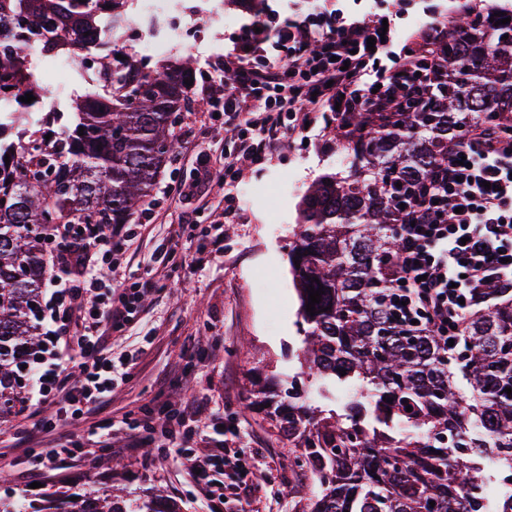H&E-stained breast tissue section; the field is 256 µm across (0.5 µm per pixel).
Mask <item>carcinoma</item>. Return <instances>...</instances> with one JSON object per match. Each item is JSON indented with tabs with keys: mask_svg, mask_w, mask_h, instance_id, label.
<instances>
[{
	"mask_svg": "<svg viewBox=\"0 0 512 512\" xmlns=\"http://www.w3.org/2000/svg\"><path fill=\"white\" fill-rule=\"evenodd\" d=\"M100 0H7L0 14L52 24L80 9L92 30ZM480 10L434 28L382 88L357 96L333 138L346 168L303 194L288 253L300 302L301 373L327 392L349 383L361 400L310 406L298 382L256 374L255 405L288 437L315 484L312 512H480L479 460L512 470V297L462 324L448 356L398 317L385 270L400 242V204L448 160V142L472 122L512 128V22ZM33 46L0 48V90L17 88ZM112 69L118 100L66 113L56 138H34L11 165L0 155V424L21 405L22 361L38 346L41 286L53 224H129L152 201L172 162L186 101L188 59L137 75ZM84 131H79V128ZM323 289L315 315L307 289ZM346 375H341V371ZM466 387L460 386V380ZM412 411H406L407 407ZM362 420H357V417ZM435 505H430V502ZM0 512H179L161 496L55 490L35 502L0 499Z\"/></svg>",
	"mask_w": 512,
	"mask_h": 512,
	"instance_id": "carcinoma-1",
	"label": "carcinoma"
}]
</instances>
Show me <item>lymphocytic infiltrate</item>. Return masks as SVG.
Listing matches in <instances>:
<instances>
[{
    "label": "lymphocytic infiltrate",
    "instance_id": "f902f5d3",
    "mask_svg": "<svg viewBox=\"0 0 512 512\" xmlns=\"http://www.w3.org/2000/svg\"><path fill=\"white\" fill-rule=\"evenodd\" d=\"M381 21L344 20L313 33L290 20L280 29L278 64L261 68L248 60L260 52L263 34L233 43L224 56L232 80L208 78L218 118L239 141L236 153L204 155L191 172L193 185L236 182L244 163H262L273 142L304 131L319 113L348 111L350 99L378 56ZM375 46H368V38ZM130 224H57L48 259L47 299L41 312L40 345L26 370L24 405L29 425L17 431L26 443L25 463L37 476L53 465L87 455L85 442L57 435L60 421L81 422L99 412L146 354V347L114 353L112 337L134 323L156 292L154 274L122 278V245ZM401 250L387 276L405 301L406 317L441 342L460 337L463 317L488 308L512 292V129L484 126L464 132L448 146V163L434 171L399 225ZM54 404L56 417L41 416ZM135 420H103L102 435L133 448L144 441L173 451L209 512L222 503L217 476L231 479L235 502H244L243 474L263 470L258 451L245 445L240 428L223 429L224 416L207 394L183 402L155 400ZM54 435L49 448H32L37 435Z\"/></svg>",
    "mask_w": 512,
    "mask_h": 512
}]
</instances>
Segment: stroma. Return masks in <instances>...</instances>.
I'll return each mask as SVG.
<instances>
[{
  "label": "stroma",
  "instance_id": "obj_1",
  "mask_svg": "<svg viewBox=\"0 0 512 512\" xmlns=\"http://www.w3.org/2000/svg\"><path fill=\"white\" fill-rule=\"evenodd\" d=\"M229 34L223 22L210 19L200 37L183 46L195 67L183 122L208 121L212 106L201 91L202 78L205 68L223 63ZM330 127V121L320 120L305 134L274 145L266 161L245 171L232 198L210 185L200 226L187 237L178 234L186 204L177 188L195 167L197 148L178 141L175 158L155 190L156 217H136L137 233L125 252L124 270L130 277L145 275L149 259L174 242L201 263L193 269L176 264L160 270L159 287L137 321L113 338L118 351L140 346L147 336L152 345L103 415L133 419L162 392H170L175 400L206 392L226 419L243 422L251 447L263 457V476L252 492L254 512H309L313 499L312 481L290 455L287 439L252 408L248 378L266 365L287 380L299 371L298 301L288 251L302 193L336 169ZM217 221L224 225V249L214 258L204 228ZM197 351L205 356L199 366L188 361ZM23 422V416L13 415L0 430V453L14 462L7 481L0 482L2 499L23 493L36 498L65 486L95 490L109 480L130 499L159 493L178 502L182 512H206L202 495L171 451L152 446L125 454L92 445L85 458L60 464L43 474L41 487L31 488L14 438Z\"/></svg>",
  "mask_w": 512,
  "mask_h": 512
}]
</instances>
